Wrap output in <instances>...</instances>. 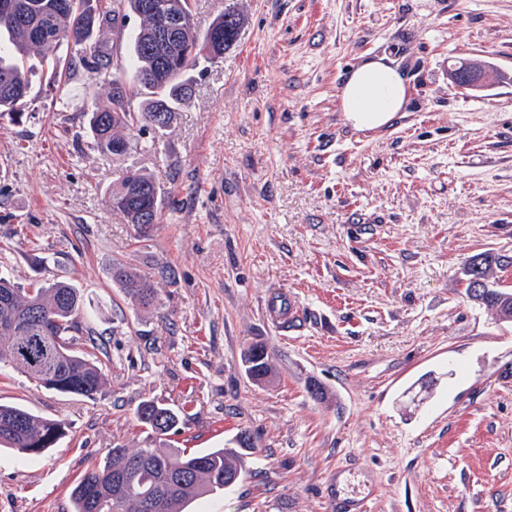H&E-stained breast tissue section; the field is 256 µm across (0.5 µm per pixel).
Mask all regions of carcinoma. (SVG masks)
I'll list each match as a JSON object with an SVG mask.
<instances>
[{
  "label": "carcinoma",
  "instance_id": "cac0c4a2",
  "mask_svg": "<svg viewBox=\"0 0 512 512\" xmlns=\"http://www.w3.org/2000/svg\"><path fill=\"white\" fill-rule=\"evenodd\" d=\"M0 117L17 114V105L29 98L31 80L27 61L37 53L55 70L71 69L73 61L60 54L63 46L79 47V62L95 78L114 86L112 105L93 106L87 113L95 149L105 155L125 156L136 148L123 130L142 124L161 130L170 126L175 112L194 94L190 72L199 65L201 52L220 58L234 42L242 18L234 9L224 11L204 34L197 35L190 21L191 0H157L161 8L146 7L149 0H127L139 18L129 35V63L140 97L138 108L123 101L121 76L95 36L97 28L116 21L99 11L93 0H0ZM112 211L147 236L159 223L161 191L155 179L138 169L125 168L110 190ZM484 252L470 265L496 282L503 256L484 262ZM111 279L130 302L143 309L157 299L154 281L121 264L112 266ZM472 300L498 314L500 295L491 289ZM85 298L67 279L32 282L23 287L0 276V371L26 375L39 386L63 395L95 398L106 385L110 360L100 357L95 339L83 336ZM139 422L151 431L156 446L108 448L102 459L87 467L71 490L72 512H188L194 501L224 493L231 478L243 471V452L254 448L242 431L238 448H209L202 452L164 447V436L180 415L155 400L142 401ZM65 436V423L36 415L16 404L0 403V447L16 450L31 460Z\"/></svg>",
  "mask_w": 512,
  "mask_h": 512
}]
</instances>
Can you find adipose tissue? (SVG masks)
Wrapping results in <instances>:
<instances>
[{"label":"adipose tissue","mask_w":512,"mask_h":512,"mask_svg":"<svg viewBox=\"0 0 512 512\" xmlns=\"http://www.w3.org/2000/svg\"><path fill=\"white\" fill-rule=\"evenodd\" d=\"M407 87L402 73L389 58L380 56L358 64L341 90V107L359 128H374L404 111Z\"/></svg>","instance_id":"ef3b65f1"}]
</instances>
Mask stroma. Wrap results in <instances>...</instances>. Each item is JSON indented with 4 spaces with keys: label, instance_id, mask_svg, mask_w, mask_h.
Returning a JSON list of instances; mask_svg holds the SVG:
<instances>
[{
    "label": "stroma",
    "instance_id": "stroma-1",
    "mask_svg": "<svg viewBox=\"0 0 512 512\" xmlns=\"http://www.w3.org/2000/svg\"><path fill=\"white\" fill-rule=\"evenodd\" d=\"M99 6L118 16L101 37L133 86L139 20L122 0ZM228 8L236 42L200 63L166 131L129 130L136 153L94 149L85 111L110 87L79 65L32 56V100L0 119V270L70 279L112 361L93 401L0 375L1 403L67 426L30 463L0 448V512H72L92 460L150 443L145 399L180 414L168 446L251 435L241 479L193 512H332L334 475L372 512H512V324L467 297L464 274L484 251L512 257V0H195L197 33ZM382 55L408 104L360 129L340 89ZM458 58L503 79L460 89ZM130 165L163 191L145 238L110 206ZM115 264L154 279L155 309L113 285ZM278 290L305 309L301 332L267 321ZM254 343L274 368L262 385L241 368Z\"/></svg>",
    "mask_w": 512,
    "mask_h": 512
}]
</instances>
